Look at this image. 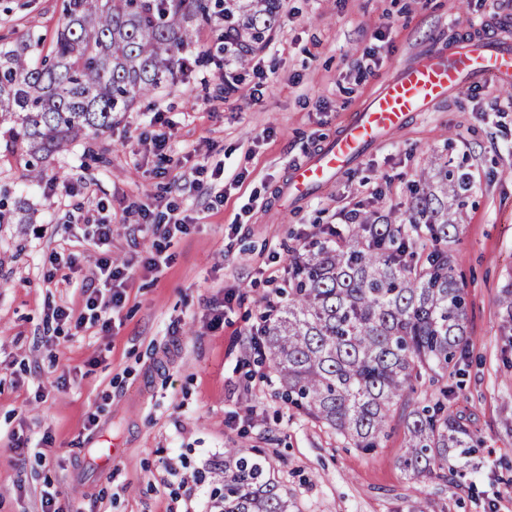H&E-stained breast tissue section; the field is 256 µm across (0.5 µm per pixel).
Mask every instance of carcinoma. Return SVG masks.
I'll list each match as a JSON object with an SVG mask.
<instances>
[{
	"label": "carcinoma",
	"instance_id": "1",
	"mask_svg": "<svg viewBox=\"0 0 512 512\" xmlns=\"http://www.w3.org/2000/svg\"><path fill=\"white\" fill-rule=\"evenodd\" d=\"M281 0H62L50 50L41 37L0 42V149L22 151L28 176L81 135L112 128L136 98L174 82L194 31L218 16L238 53L264 42ZM466 187L434 164L415 184L400 222L363 213L346 232L305 243L288 268L286 299L263 315L264 347L284 396L355 448H376L391 413L406 429L398 464L411 478L459 482L477 440L453 409L448 378L467 353V303L451 244L449 200ZM29 213L0 185V224ZM512 327V281L499 299ZM442 383L417 395L422 372ZM456 466L447 474L448 459ZM219 512H293L267 459L224 449Z\"/></svg>",
	"mask_w": 512,
	"mask_h": 512
}]
</instances>
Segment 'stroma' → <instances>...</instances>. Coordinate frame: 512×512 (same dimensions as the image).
Here are the masks:
<instances>
[{"label":"stroma","instance_id":"obj_1","mask_svg":"<svg viewBox=\"0 0 512 512\" xmlns=\"http://www.w3.org/2000/svg\"><path fill=\"white\" fill-rule=\"evenodd\" d=\"M60 9L0 0V35L51 39ZM505 9L512 0H282L276 29L242 61L190 65L34 180L1 151L0 184L17 187L31 221L0 224V512H41L47 490L67 512H166L181 479L201 474L206 490L223 480L228 448L264 455L298 512H512V335L497 306L512 281V93L488 83L453 92L345 176L281 207L289 166L325 146L393 65L472 33L512 36ZM161 131L165 165L151 142ZM436 162L470 180L452 245L469 355L448 385L479 450L457 485L417 484L400 469L399 416L378 448L344 444L288 403L255 340L294 249L346 229L353 209L402 216ZM169 202L188 228L165 241L157 275L142 266L154 237L137 208ZM100 218L112 224L105 250L93 243ZM106 256L133 266L111 331L55 322L54 309L83 312ZM92 415L115 433L104 468L88 449ZM46 434L52 445L37 450ZM17 435L30 448L14 450Z\"/></svg>","mask_w":512,"mask_h":512}]
</instances>
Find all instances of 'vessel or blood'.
<instances>
[{
  "label": "vessel or blood",
  "mask_w": 512,
  "mask_h": 512,
  "mask_svg": "<svg viewBox=\"0 0 512 512\" xmlns=\"http://www.w3.org/2000/svg\"><path fill=\"white\" fill-rule=\"evenodd\" d=\"M475 82L512 89V46L491 36L465 37L448 52L432 50L399 65L326 146L291 167L283 200L305 199L314 188L344 175L388 135L402 130L413 115L430 111L452 92Z\"/></svg>",
  "instance_id": "obj_1"
}]
</instances>
